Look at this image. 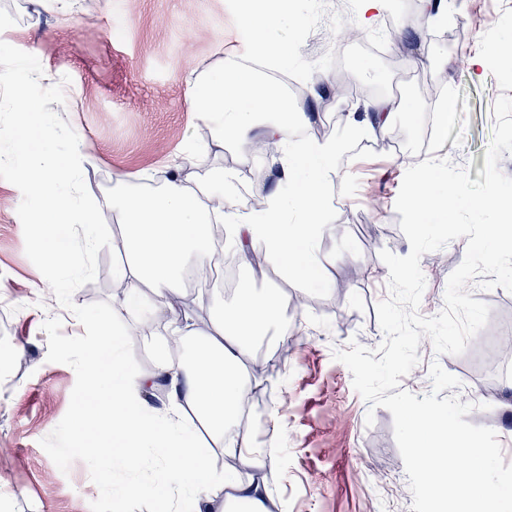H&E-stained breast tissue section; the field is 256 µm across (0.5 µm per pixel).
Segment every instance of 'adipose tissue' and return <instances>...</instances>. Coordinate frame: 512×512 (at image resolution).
Masks as SVG:
<instances>
[{"instance_id": "ef3b65f1", "label": "adipose tissue", "mask_w": 512, "mask_h": 512, "mask_svg": "<svg viewBox=\"0 0 512 512\" xmlns=\"http://www.w3.org/2000/svg\"><path fill=\"white\" fill-rule=\"evenodd\" d=\"M258 2L239 0L241 15L253 31L255 58L273 59L284 66L293 63L295 49L274 34L290 26L294 0H277V7L261 17L256 14ZM191 99L194 111L211 124L216 144H243L256 131L263 138L277 140L282 148L280 162L288 170V189L268 195L266 208L257 219L229 204L221 210L211 208V199L223 197V185L199 196L179 167L160 191L113 197L112 206L120 216L113 250L126 256L125 264L115 272L125 287L121 308L129 319H139L141 310L134 295L143 287L151 288L156 306H171L178 297L188 258L208 259L211 229L219 223L242 257L264 251L279 283L258 292L242 290L232 308L215 310L212 329L200 334L192 361L173 354L165 344L155 349L159 373L170 378L169 405L162 416L146 398L152 377L128 371L119 337L104 334L98 349L88 353L86 363L89 374L100 378L99 352L110 353V388L83 414L82 421L90 428L111 421L114 444L102 448L101 453L118 467L134 469L137 449L158 450L163 467L149 482L129 483L130 494L163 491L171 499L179 495L198 501L220 494L228 512H266L265 495L257 483H240L229 470L221 475L210 470V451L198 442L194 425L202 423L213 444L223 447L226 455L243 464L255 462L248 434L237 426L252 389L247 363L253 345L278 323L287 303L285 284L310 283L320 272L318 246L329 229L331 207L325 186L338 173L346 135L386 127L394 112L389 103L379 101L370 112L352 113L345 135L299 141L295 132L308 123L302 105L289 102L276 85L259 80L254 71L236 63L196 78ZM5 100L9 111L25 123L13 140L0 144V163L16 165L24 174L37 201L31 223L50 220L79 225L86 230V245L94 246L98 229L95 208L63 194L64 188L72 186L77 170L90 161L92 147L82 142L69 152H58L38 122L43 110L71 111V100L60 93L46 101L19 88L7 93ZM233 425L238 431L230 441L226 435Z\"/></svg>"}]
</instances>
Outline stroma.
I'll return each instance as SVG.
<instances>
[{
    "label": "stroma",
    "instance_id": "obj_1",
    "mask_svg": "<svg viewBox=\"0 0 512 512\" xmlns=\"http://www.w3.org/2000/svg\"><path fill=\"white\" fill-rule=\"evenodd\" d=\"M296 13V99L312 127L339 133L345 114L357 111L348 99L325 105L317 94L319 82L339 73L357 90L376 86L398 103L391 129L403 141L400 149L384 148L377 130L348 140L328 188L331 229L320 242L322 277L287 287L288 295H306L311 303L284 311L287 353L258 392L270 431L265 467L276 477L266 507L410 512L413 497L393 417L382 407L369 410L333 352L353 340L368 348L383 340L376 305L389 295V271L380 253L410 251L395 210L406 169L443 152L454 164L469 165L471 179L483 170L493 103L503 94L512 97V61L491 52L512 43V0H443L433 17L423 14L421 0H396L395 28L411 34L397 63L388 43L377 52L340 45L338 34L360 21L357 8L340 17L330 0H297ZM3 22L10 33L0 43V58L40 62L67 88L74 109L50 113L51 143L61 151L81 140L93 146L95 158L83 176L109 231L117 229V177L130 176L131 191L158 190L165 174L203 143L211 146L209 165L224 170V193L234 208L250 211L251 196L278 189L277 181L263 178L274 171V158L247 159L239 146H213L210 126L192 110L190 79L252 53L253 32L237 0H99L91 12L75 6L64 21L35 0H0ZM479 53L483 66H472ZM429 75L444 76L455 109L443 115L441 141L425 150L416 137L434 110L424 89ZM21 200L20 190L0 179V347L11 351L8 364H0V512H90L99 490L87 465L77 460L61 472L41 445L65 415L76 381L72 367L48 362L42 324L60 318L68 336L85 329L25 253ZM466 243L463 237L448 243L443 266L434 253L422 256L421 315L443 309L447 280L462 263ZM470 290L490 307L486 326L460 355H435L430 340L422 339L420 361L401 387L419 396L430 392L429 365L439 360L461 382L455 395L476 405L467 422L493 429L509 464L512 374L503 367L512 341V292L475 284Z\"/></svg>",
    "mask_w": 512,
    "mask_h": 512
}]
</instances>
